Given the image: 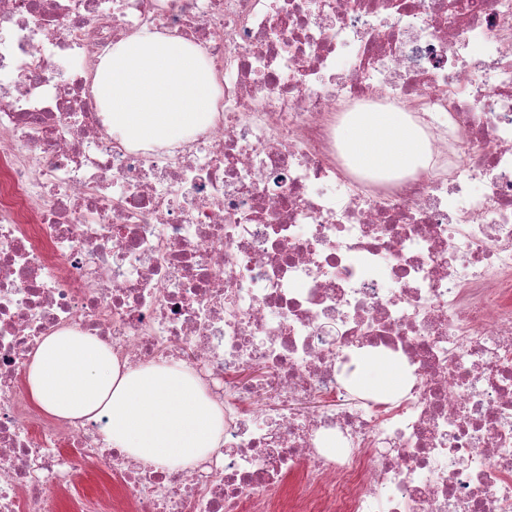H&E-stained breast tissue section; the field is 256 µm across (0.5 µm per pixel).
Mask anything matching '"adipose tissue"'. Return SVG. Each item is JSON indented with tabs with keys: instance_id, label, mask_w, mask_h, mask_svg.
I'll return each mask as SVG.
<instances>
[{
	"instance_id": "ef3b65f1",
	"label": "adipose tissue",
	"mask_w": 512,
	"mask_h": 512,
	"mask_svg": "<svg viewBox=\"0 0 512 512\" xmlns=\"http://www.w3.org/2000/svg\"><path fill=\"white\" fill-rule=\"evenodd\" d=\"M358 172L416 174L429 143L404 113H350L337 130ZM29 391L38 405L65 420H105L107 443L138 461L187 466L210 454L224 424L222 411L180 364L131 368L96 337L62 331L33 354Z\"/></svg>"
}]
</instances>
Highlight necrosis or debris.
I'll return each mask as SVG.
<instances>
[{"label": "necrosis or debris", "mask_w": 512, "mask_h": 512, "mask_svg": "<svg viewBox=\"0 0 512 512\" xmlns=\"http://www.w3.org/2000/svg\"><path fill=\"white\" fill-rule=\"evenodd\" d=\"M144 29L217 87L149 146L93 94ZM377 108L428 138L419 175L344 156L337 127ZM68 328L133 368L182 363L218 448L156 467L22 408L31 354ZM370 354L395 395L357 390ZM64 501L512 512V0H0V512Z\"/></svg>", "instance_id": "necrosis-or-debris-1"}]
</instances>
